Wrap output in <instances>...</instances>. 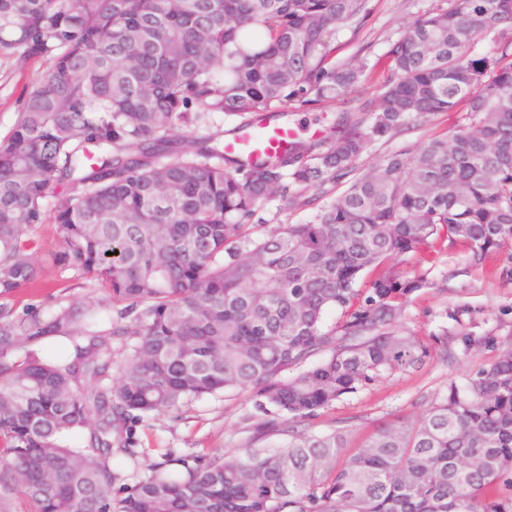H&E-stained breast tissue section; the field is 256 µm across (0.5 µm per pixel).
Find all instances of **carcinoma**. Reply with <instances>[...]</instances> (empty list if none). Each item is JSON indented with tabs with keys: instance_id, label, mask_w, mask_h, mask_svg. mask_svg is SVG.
I'll return each instance as SVG.
<instances>
[{
	"instance_id": "cac0c4a2",
	"label": "carcinoma",
	"mask_w": 512,
	"mask_h": 512,
	"mask_svg": "<svg viewBox=\"0 0 512 512\" xmlns=\"http://www.w3.org/2000/svg\"><path fill=\"white\" fill-rule=\"evenodd\" d=\"M368 2L0 0V52L50 64L0 140V512H512V350L358 448L311 426L448 356V331L403 325L430 286L404 257L448 244L482 268L512 242V0H448L337 61ZM381 62L377 98L348 107ZM335 105L272 160L211 145L217 113L237 132ZM440 113L451 135L358 164ZM278 197L312 219L258 228ZM47 217L84 294L20 307ZM57 338L72 355L41 353ZM235 391L277 442L114 470L133 424Z\"/></svg>"
}]
</instances>
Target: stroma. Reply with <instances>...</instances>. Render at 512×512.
<instances>
[{
    "instance_id": "35a3bbf8",
    "label": "stroma",
    "mask_w": 512,
    "mask_h": 512,
    "mask_svg": "<svg viewBox=\"0 0 512 512\" xmlns=\"http://www.w3.org/2000/svg\"><path fill=\"white\" fill-rule=\"evenodd\" d=\"M442 0H370V15L357 31L339 35V59L358 54L375 58L383 54L390 39L398 37L408 22ZM41 60L21 61L0 54V138L12 130L21 105V94L37 75L46 71ZM35 233L45 245L38 263V286L26 297L37 303L62 294L80 300L81 289L67 288L53 262L59 249L51 221L36 225ZM410 274L427 275L429 288L412 294L405 309L404 324L418 336L447 332L446 360L435 356L420 369L395 373L343 396L320 411L313 426L318 431L348 427L350 446L356 447L378 428L395 419L418 418L432 399L446 391L449 382L464 383L482 367L512 349V278L502 268H512V244L494 253L487 269H472L463 250L444 251L435 263L409 259ZM262 418L249 393L231 397L219 394L194 400L180 410L152 416L135 427V451H148L150 460H160L165 449L179 454L239 450L253 435V425Z\"/></svg>"
}]
</instances>
